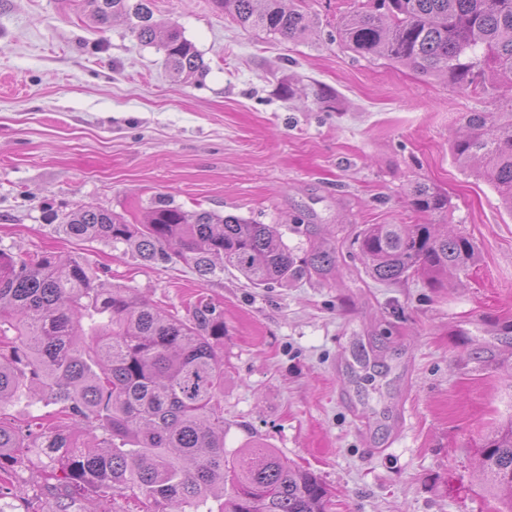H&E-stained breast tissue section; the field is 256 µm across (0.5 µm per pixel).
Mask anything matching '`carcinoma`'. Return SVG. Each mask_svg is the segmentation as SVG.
Here are the masks:
<instances>
[{
    "label": "carcinoma",
    "instance_id": "carcinoma-1",
    "mask_svg": "<svg viewBox=\"0 0 512 512\" xmlns=\"http://www.w3.org/2000/svg\"><path fill=\"white\" fill-rule=\"evenodd\" d=\"M243 26L292 39L310 29L300 6L284 0H217ZM93 19L129 22L137 40L156 45L179 71L201 65L182 31L154 20L151 0H93ZM339 35L364 59L384 58L448 86L492 95L512 84V0H373L344 17ZM452 141L455 160L482 178L512 212V98L502 112H465ZM424 214H442L448 193L410 188ZM79 240L124 244L145 262H181L211 278L228 264L257 286H286L333 263L326 250L303 259L270 224L187 211L163 196L144 224L82 207L64 218ZM355 244L378 282L418 276L432 288L442 273L468 275L473 241L435 224H367ZM224 316L209 303L178 318L129 288L108 287L79 256L15 257L0 250V472L41 466L57 490L55 512H96L81 502L131 493L150 512H327L330 492L311 470L272 448L224 450ZM32 397L61 405L68 424L10 421L5 409ZM486 484L512 490V424L481 448ZM232 492L226 493V487Z\"/></svg>",
    "mask_w": 512,
    "mask_h": 512
}]
</instances>
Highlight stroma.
Instances as JSON below:
<instances>
[{"instance_id": "1", "label": "stroma", "mask_w": 512, "mask_h": 512, "mask_svg": "<svg viewBox=\"0 0 512 512\" xmlns=\"http://www.w3.org/2000/svg\"><path fill=\"white\" fill-rule=\"evenodd\" d=\"M366 0H306L314 21L288 40L246 29L215 0H152L203 66L177 72L123 18L97 29L90 0H0V250L82 257L108 285L186 316L224 315L227 453L276 449L314 471L330 512H505L480 447L512 420V213L456 162L465 112L483 97L342 42ZM427 182L452 207L425 215ZM275 225L297 254L334 249L324 270L256 288L233 267L201 279L146 264L124 245L70 238L93 206L143 222L151 201ZM366 224H448L477 246L467 278L387 286L350 255ZM408 196L414 210L424 214L447 213L452 205L448 193L428 183H417L412 186Z\"/></svg>"}]
</instances>
